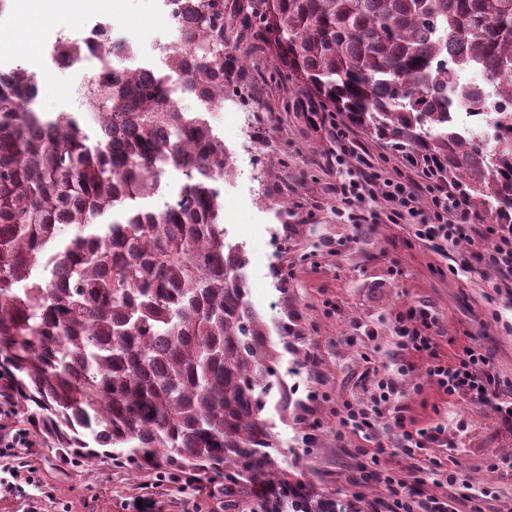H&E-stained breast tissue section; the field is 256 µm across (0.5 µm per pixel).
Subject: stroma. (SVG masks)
<instances>
[{
    "label": "stroma",
    "instance_id": "obj_1",
    "mask_svg": "<svg viewBox=\"0 0 512 512\" xmlns=\"http://www.w3.org/2000/svg\"><path fill=\"white\" fill-rule=\"evenodd\" d=\"M158 5L124 0L110 14L113 35L137 45V63L157 64L155 45L175 37ZM278 65L274 49L254 50L244 74L253 103L238 112L205 111L233 159L224 183V226L229 240L243 247L250 301L271 334L296 310V345L317 358L316 366L300 367L293 351L279 349L283 378L296 386L300 400L292 418L280 417L275 406L266 409L283 447L296 449L305 478L330 492L372 500L386 491L365 481L361 466L377 442L398 440L394 414L340 438L335 409L368 401L377 375L389 371L399 316L412 308L435 312L443 356L479 337L507 382L512 302L479 274L451 273V262L475 255L476 247L463 243L441 251L418 240L410 225L388 223L381 199L367 195L357 203L376 213L375 221L359 227L341 216L337 188L352 177L381 173L421 185L426 179L358 129L340 140L332 127L314 126L309 100L270 81ZM76 79L68 71L55 73L53 93L37 108L50 117L73 113L91 132L93 122L68 95ZM425 362L417 357L418 369L403 378L396 399L415 427L439 422L448 428L447 447L425 450L421 466L436 469L441 492L453 478L490 492V512H512V436L500 431L491 410L432 385L422 371ZM0 480L12 487L0 494V512H224L208 484L106 462L82 466L40 445L0 447Z\"/></svg>",
    "mask_w": 512,
    "mask_h": 512
}]
</instances>
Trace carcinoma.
Returning <instances> with one entry per match:
<instances>
[{
    "label": "carcinoma",
    "mask_w": 512,
    "mask_h": 512,
    "mask_svg": "<svg viewBox=\"0 0 512 512\" xmlns=\"http://www.w3.org/2000/svg\"><path fill=\"white\" fill-rule=\"evenodd\" d=\"M181 3L163 70L119 90L104 77L93 138L0 91V399L76 463L224 480V512H362L299 478L263 417L272 391L286 412L294 388L213 188L231 154L201 113L164 106L175 76L208 105L240 96L251 49L224 50V0ZM237 13L275 48V79L512 224V137L488 149L461 133L448 98L512 127V0H241ZM474 64L492 103L455 82ZM171 173L178 200L149 207Z\"/></svg>",
    "instance_id": "cac0c4a2"
}]
</instances>
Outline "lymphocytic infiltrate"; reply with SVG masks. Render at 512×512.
<instances>
[{"label": "lymphocytic infiltrate", "instance_id": "obj_1", "mask_svg": "<svg viewBox=\"0 0 512 512\" xmlns=\"http://www.w3.org/2000/svg\"><path fill=\"white\" fill-rule=\"evenodd\" d=\"M371 186L376 187L378 196L388 205L385 217L389 223L404 224L411 218L421 217V224L415 227L417 238L439 247L461 241L481 243L478 260L493 272L492 288L498 295L512 298L511 224L485 228L472 224L461 202L442 191L432 195L429 215H422L418 187L391 178L374 176L342 183L338 188L340 200L343 205H353ZM437 329L438 320L430 309H410L399 329L398 348L406 352V359L400 360L394 373L378 379L368 403L345 404L343 413L338 416L340 425L352 429L372 426L395 402L400 380L414 372V357L425 355L429 358L425 375L432 384L446 395H464L477 406L491 408L501 431L512 434V388L502 389L484 346L473 339L452 358L442 359L437 352ZM396 426L401 430L397 444H378L371 455L376 467L370 477L388 492L387 497L376 500L377 512H485L486 491L464 484L453 497H440L429 491L425 479L380 467L382 456L399 452L411 456L415 451L443 445L447 439V428L440 424L410 430L404 416L400 415Z\"/></svg>", "mask_w": 512, "mask_h": 512}]
</instances>
